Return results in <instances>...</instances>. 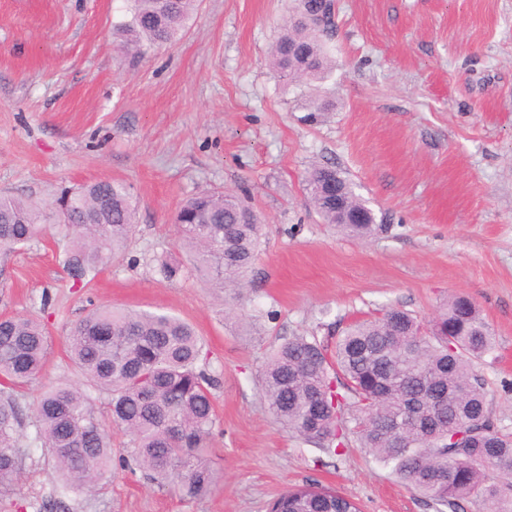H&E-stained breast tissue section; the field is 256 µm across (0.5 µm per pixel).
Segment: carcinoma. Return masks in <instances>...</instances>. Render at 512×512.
Wrapping results in <instances>:
<instances>
[{
	"label": "carcinoma",
	"mask_w": 512,
	"mask_h": 512,
	"mask_svg": "<svg viewBox=\"0 0 512 512\" xmlns=\"http://www.w3.org/2000/svg\"><path fill=\"white\" fill-rule=\"evenodd\" d=\"M131 19L115 28L127 52L172 43L196 0H131ZM300 18L283 26L271 64L290 80H322L325 0H300ZM308 202L326 224L366 239L382 230L368 202L335 166L312 165ZM57 224L70 240L64 268L76 283L125 253L136 223L128 187L100 180L64 194L59 209L0 195V253L24 246ZM188 269L205 285L249 287L261 250V220L230 192L203 191L175 215ZM46 324L0 317V494L22 478L17 442L18 394L43 370ZM491 329L476 303L454 295L430 326L388 308L347 324L334 336H295L271 350L259 370L268 410L282 427L336 455L351 441L436 506L457 512L472 500L487 512H512V434L492 418L475 362L493 353ZM67 350L81 382L42 386L34 402L35 442L51 459L64 489L94 491L112 470V430L97 416L94 393L108 399L111 425L129 436L119 458L161 488L192 502L213 493L221 476L208 462L217 423L210 352L192 324L164 312L98 305L70 327ZM270 512H360L336 491L302 486Z\"/></svg>",
	"instance_id": "obj_1"
}]
</instances>
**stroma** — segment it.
Here are the masks:
<instances>
[{
  "instance_id": "stroma-1",
  "label": "stroma",
  "mask_w": 512,
  "mask_h": 512,
  "mask_svg": "<svg viewBox=\"0 0 512 512\" xmlns=\"http://www.w3.org/2000/svg\"><path fill=\"white\" fill-rule=\"evenodd\" d=\"M294 5L197 0L176 42L134 57L114 35L128 0H0V192L43 205L117 180L137 206L124 257L87 286L64 269L63 229L0 255V315L39 317L51 336L18 398L31 440L13 494L22 512H267L306 483L361 512H435L365 449L331 457L284 430L257 376L292 337L385 306L427 325L457 294L494 332L476 369L512 432V0H336L330 71L301 85L269 62ZM321 101L330 111L306 121ZM316 161L346 172L385 232L349 237L306 206ZM202 189L245 196L262 221L243 300L162 270L185 259L174 217ZM93 304L170 312L202 336L219 379L208 458L224 477L210 496L185 502L119 468L97 493L65 491L33 445L35 398L75 378L67 334Z\"/></svg>"
}]
</instances>
